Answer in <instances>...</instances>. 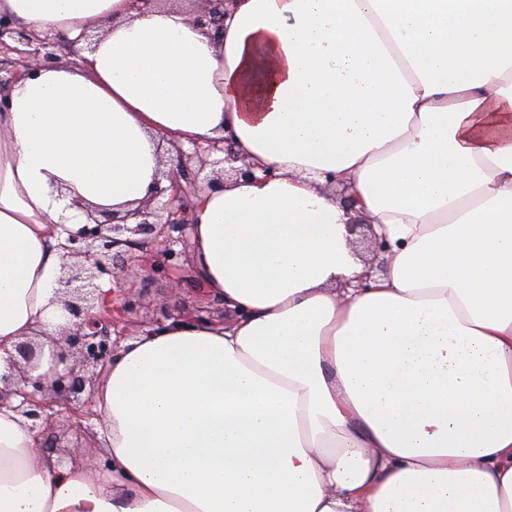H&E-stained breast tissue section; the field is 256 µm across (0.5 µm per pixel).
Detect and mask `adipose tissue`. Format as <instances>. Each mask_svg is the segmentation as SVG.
Here are the masks:
<instances>
[{
    "instance_id": "obj_1",
    "label": "adipose tissue",
    "mask_w": 512,
    "mask_h": 512,
    "mask_svg": "<svg viewBox=\"0 0 512 512\" xmlns=\"http://www.w3.org/2000/svg\"><path fill=\"white\" fill-rule=\"evenodd\" d=\"M78 64L0 108V376L58 332L59 241L144 201L170 143L274 169L201 194L193 264L229 322L107 366L108 469L0 405V512H512V0H0ZM348 183L395 256L363 289ZM197 9L192 15V22L198 28L213 31L214 34L221 33L223 29V12H218L211 7L213 0H196Z\"/></svg>"
}]
</instances>
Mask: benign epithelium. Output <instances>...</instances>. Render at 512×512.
<instances>
[{"mask_svg":"<svg viewBox=\"0 0 512 512\" xmlns=\"http://www.w3.org/2000/svg\"><path fill=\"white\" fill-rule=\"evenodd\" d=\"M196 2L193 24L221 33L223 12L211 7L213 0ZM9 39L15 46H9ZM7 47L22 57L23 71L14 77L16 81L52 59L78 55L74 41L60 40L58 52H49L48 42L0 18V48ZM169 153L176 156V164L159 170L142 204L121 212H90L91 223L68 232L58 243L63 252L59 284L64 288L68 322L61 326L60 336L50 340V366L41 370L44 344L28 338L15 345L10 359L14 373L0 377V401L7 394L22 397L14 410L32 421L42 453L53 449L48 441L53 418L64 414L78 420L97 417L92 410L96 377L112 360L114 345L125 336L127 322L139 307L134 284L128 281V268L137 266L148 277L180 269L194 248V199L207 189L224 185L228 173L237 179L255 177V164L235 151L230 134L205 146L196 144L191 153L174 144ZM194 161L198 162L196 168L191 167ZM340 203L352 214L348 231L365 237L379 271H385L394 255L388 238L363 217L354 196L344 192ZM105 281L111 285L107 292L102 290ZM222 305L218 299L206 306L164 304L160 313L167 319L186 313L209 319Z\"/></svg>","mask_w":512,"mask_h":512,"instance_id":"1","label":"benign epithelium"}]
</instances>
